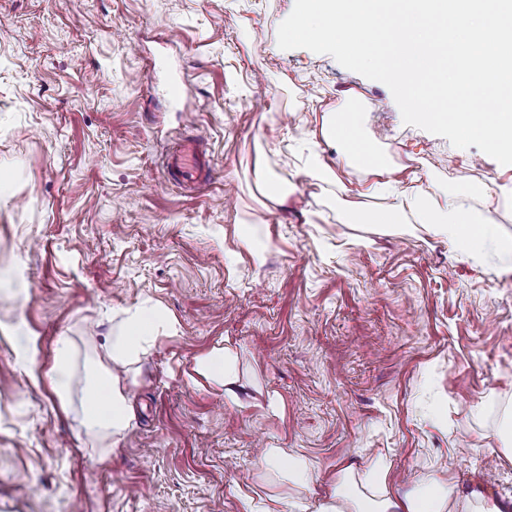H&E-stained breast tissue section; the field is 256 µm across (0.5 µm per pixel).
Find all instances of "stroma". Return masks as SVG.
<instances>
[{
    "mask_svg": "<svg viewBox=\"0 0 512 512\" xmlns=\"http://www.w3.org/2000/svg\"><path fill=\"white\" fill-rule=\"evenodd\" d=\"M293 7L0 0V512H243L244 493L307 512L374 454L398 484L431 467L490 500L512 493L495 438L512 410V273L413 218L374 224L386 201L361 195L364 174L345 214L304 154L324 113L354 101L373 104L364 133L404 177L510 189L512 169L405 124L386 85L332 56L280 49ZM195 134L212 181L167 182V155ZM147 299L175 330L128 373L131 425L83 435L49 378L57 341L74 349L77 402L114 319ZM218 345L237 356L240 403L196 371ZM265 447L306 456L313 483L274 484Z\"/></svg>",
    "mask_w": 512,
    "mask_h": 512,
    "instance_id": "obj_1",
    "label": "stroma"
}]
</instances>
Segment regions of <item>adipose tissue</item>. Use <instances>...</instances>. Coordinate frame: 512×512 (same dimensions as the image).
<instances>
[{"label": "adipose tissue", "instance_id": "1", "mask_svg": "<svg viewBox=\"0 0 512 512\" xmlns=\"http://www.w3.org/2000/svg\"><path fill=\"white\" fill-rule=\"evenodd\" d=\"M365 112L361 106L325 113L320 136L338 146L346 169L370 175L368 193L387 198V205L374 214V223L398 224L413 217L433 235L448 238L455 251L474 259L493 253L503 256L512 271V237L502 234L495 219L500 206H512V196L495 194L486 185L401 180L400 165L364 139ZM477 197L484 200L479 209L470 205ZM170 328L162 312L148 304L125 310L113 324L110 342L91 372L82 402L80 425L85 433L119 436L128 428L132 411L124 376ZM198 370L223 387L225 398L237 400L236 358L229 348H212L199 359ZM262 461L266 471L281 475L291 485L305 486L312 479L314 467L305 456L268 448ZM389 471V463L379 456L345 465L336 475L331 495L317 503L314 512H512L511 502H488L481 492L464 490L455 478L443 479L430 471L403 487L389 481Z\"/></svg>", "mask_w": 512, "mask_h": 512}]
</instances>
